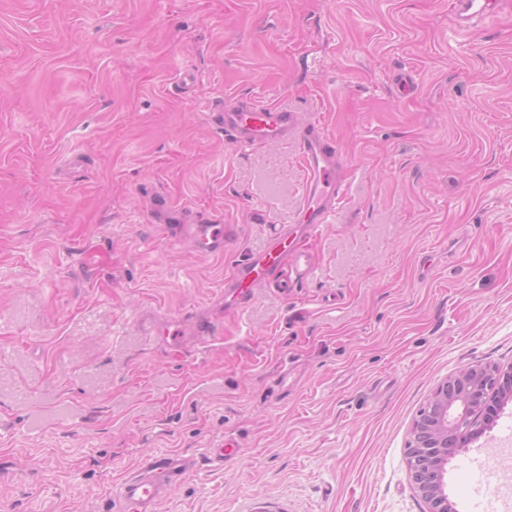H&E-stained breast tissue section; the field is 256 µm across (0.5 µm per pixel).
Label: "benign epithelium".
<instances>
[{"instance_id":"benign-epithelium-1","label":"benign epithelium","mask_w":512,"mask_h":512,"mask_svg":"<svg viewBox=\"0 0 512 512\" xmlns=\"http://www.w3.org/2000/svg\"><path fill=\"white\" fill-rule=\"evenodd\" d=\"M512 399V363H476L448 375L420 410L407 454L410 483L426 512H452L448 460L462 454Z\"/></svg>"}]
</instances>
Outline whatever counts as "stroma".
<instances>
[{"instance_id": "1", "label": "stroma", "mask_w": 512, "mask_h": 512, "mask_svg": "<svg viewBox=\"0 0 512 512\" xmlns=\"http://www.w3.org/2000/svg\"><path fill=\"white\" fill-rule=\"evenodd\" d=\"M496 12L0 0V512H124V476L170 454L195 467L156 512H424L414 419L448 374L512 362V0ZM227 97L320 119L348 183L292 292L230 313L301 178L293 148L228 142ZM161 194L223 252L156 223ZM509 433L512 400L449 460L455 512H482ZM189 238L199 250L219 253L224 250V227L220 224H192Z\"/></svg>"}]
</instances>
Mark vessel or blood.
<instances>
[{"mask_svg": "<svg viewBox=\"0 0 512 512\" xmlns=\"http://www.w3.org/2000/svg\"><path fill=\"white\" fill-rule=\"evenodd\" d=\"M494 8L495 0L449 3L452 21L460 26L469 25L478 17L489 18ZM211 118L239 148L296 142L304 172L297 223L275 226L264 250L241 260L224 282L225 301L239 308L253 299L257 289H288L292 274L308 267L310 256L298 241L317 235L328 223L346 194L347 182L342 156L321 121L305 119L286 106H268L247 99L225 100L212 109ZM189 237L199 250L219 253L224 249L223 225H192ZM191 469V464L178 455L149 459L119 484L117 496L132 512H155L167 484Z\"/></svg>", "mask_w": 512, "mask_h": 512, "instance_id": "vessel-or-blood-1", "label": "vessel or blood"}]
</instances>
